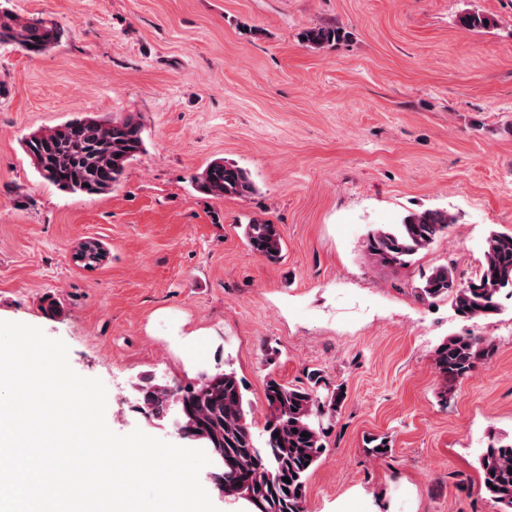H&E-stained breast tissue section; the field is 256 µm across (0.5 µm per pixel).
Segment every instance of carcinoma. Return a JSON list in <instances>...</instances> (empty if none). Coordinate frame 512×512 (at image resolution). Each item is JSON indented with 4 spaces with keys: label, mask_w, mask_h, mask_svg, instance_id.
Returning <instances> with one entry per match:
<instances>
[{
    "label": "carcinoma",
    "mask_w": 512,
    "mask_h": 512,
    "mask_svg": "<svg viewBox=\"0 0 512 512\" xmlns=\"http://www.w3.org/2000/svg\"><path fill=\"white\" fill-rule=\"evenodd\" d=\"M469 29L494 25L491 18L470 13L461 18ZM64 30L38 19L18 15L0 16V45H16L28 54L39 55L59 42ZM305 41L323 48L340 42L347 33L319 26L303 33ZM26 153L39 174L58 189L69 193L99 195L112 190L127 166L144 151L142 125L133 115L104 121L77 117L58 126L41 129L24 140ZM197 189L215 198L242 196L253 188L248 174L222 160H214L192 177ZM453 218L441 210L410 213L386 230L373 233L367 241L370 260L381 265L405 266L420 251L429 248L448 230ZM248 250L271 263L282 258L283 243L277 225L255 219L245 225ZM512 289V233L493 231L479 274L458 282L454 267L439 265L415 287L423 300L449 297L456 312L467 319L498 313L497 297ZM495 350L483 336L454 335L436 351L435 365L443 381L442 400H448V384L471 376L478 363ZM307 382L290 385L274 377L266 382V447L255 446L244 403V386L233 370L217 372L196 384L180 387L184 414L182 428L203 436L211 451L224 450L242 464L235 471L220 466L211 474L213 484L228 497L250 492L252 512H304L306 480L326 450L322 419L336 417L345 400L342 385L331 386L321 370L307 371ZM141 410L163 414L171 395L162 385L139 387ZM308 436L303 437L301 433ZM482 486L499 512H512V440H492L479 460ZM290 478V482L283 478Z\"/></svg>",
    "instance_id": "cac0c4a2"
}]
</instances>
